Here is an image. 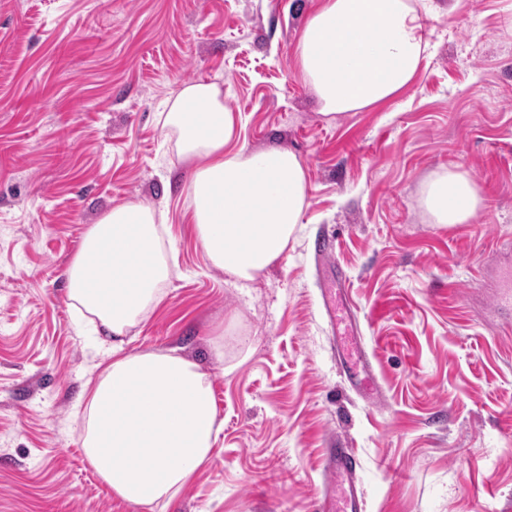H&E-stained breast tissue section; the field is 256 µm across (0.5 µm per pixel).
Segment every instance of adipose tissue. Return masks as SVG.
Wrapping results in <instances>:
<instances>
[{
	"label": "adipose tissue",
	"mask_w": 512,
	"mask_h": 512,
	"mask_svg": "<svg viewBox=\"0 0 512 512\" xmlns=\"http://www.w3.org/2000/svg\"><path fill=\"white\" fill-rule=\"evenodd\" d=\"M424 17L415 0H319L295 57L321 114L358 112L409 87L429 50ZM160 118L194 165L189 207L209 261L234 286L255 281L282 259L308 206L301 159L278 145L239 146L238 118L215 82L183 84ZM420 204L448 226L468 222L481 198L466 173L445 171ZM171 250L159 207L118 205L89 228L68 271L71 307L111 341L84 409L86 455L116 497L149 512L193 480L224 427L201 365L173 349L123 351L128 330L163 298Z\"/></svg>",
	"instance_id": "1"
}]
</instances>
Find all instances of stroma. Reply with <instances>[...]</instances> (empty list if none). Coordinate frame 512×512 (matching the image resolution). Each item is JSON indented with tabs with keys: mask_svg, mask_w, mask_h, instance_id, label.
Listing matches in <instances>:
<instances>
[{
	"mask_svg": "<svg viewBox=\"0 0 512 512\" xmlns=\"http://www.w3.org/2000/svg\"><path fill=\"white\" fill-rule=\"evenodd\" d=\"M319 0H0V512H143L90 465L75 408L103 353L70 262L114 206L166 204L176 267L127 352L179 349L224 430L166 512H320L325 449L360 461L364 512H512V0H436L413 84L331 119L295 48ZM216 81L241 142L300 157L309 205L278 265L227 283L190 222V165L159 105ZM482 205L433 224L424 184ZM341 289L352 324L332 323ZM357 326L376 387L339 355ZM223 358H216L215 347ZM420 204L434 224L448 226L468 222L480 208L481 198L466 173L444 171L425 184Z\"/></svg>",
	"mask_w": 512,
	"mask_h": 512,
	"instance_id": "obj_1",
	"label": "stroma"
}]
</instances>
